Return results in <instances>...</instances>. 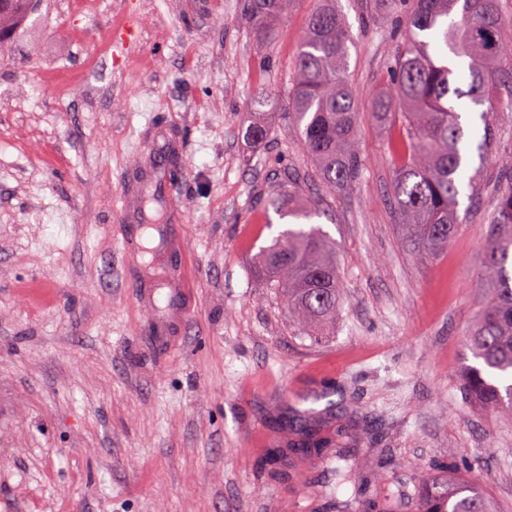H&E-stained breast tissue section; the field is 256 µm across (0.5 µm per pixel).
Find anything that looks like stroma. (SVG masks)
Wrapping results in <instances>:
<instances>
[{
	"label": "stroma",
	"instance_id": "1",
	"mask_svg": "<svg viewBox=\"0 0 512 512\" xmlns=\"http://www.w3.org/2000/svg\"><path fill=\"white\" fill-rule=\"evenodd\" d=\"M316 6L296 0L265 40L244 0H35L0 45V512H336L353 494L358 512H419L438 471L512 512V419L457 379L499 166L472 157L483 190L457 237L412 249L373 116L396 15L338 0L361 172L326 189L287 98ZM290 179L336 241L325 336L301 334L256 261ZM182 284L187 316L168 319ZM322 393L355 484L320 456L290 458L287 481L266 462Z\"/></svg>",
	"mask_w": 512,
	"mask_h": 512
}]
</instances>
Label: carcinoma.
Masks as SVG:
<instances>
[{"instance_id": "1", "label": "carcinoma", "mask_w": 512, "mask_h": 512, "mask_svg": "<svg viewBox=\"0 0 512 512\" xmlns=\"http://www.w3.org/2000/svg\"><path fill=\"white\" fill-rule=\"evenodd\" d=\"M403 2L402 34L391 67V92L378 103L377 118L397 122L391 204L421 254L436 256L456 237L461 216L460 176L467 158L462 116L453 99L466 98L479 112L483 156L497 150L495 117L512 112V20L500 0H392ZM295 0H247L246 20L264 38L288 15ZM32 0H0V43L31 14ZM349 35L336 0H318L300 43L288 101L302 144L326 186L351 185L359 174L357 96L348 78ZM276 212L293 223L257 254L288 316L322 331L336 321L342 282L335 243L320 227L299 220L315 215L300 185L290 180ZM483 256L488 288L476 319L463 336L475 360L462 370L465 394L482 407L512 416V156L501 172L497 205ZM322 454L337 484L352 480L342 443L330 448L311 423L287 448L270 450L284 467L288 455ZM421 512H491L485 499L462 480L442 476L426 485Z\"/></svg>"}]
</instances>
